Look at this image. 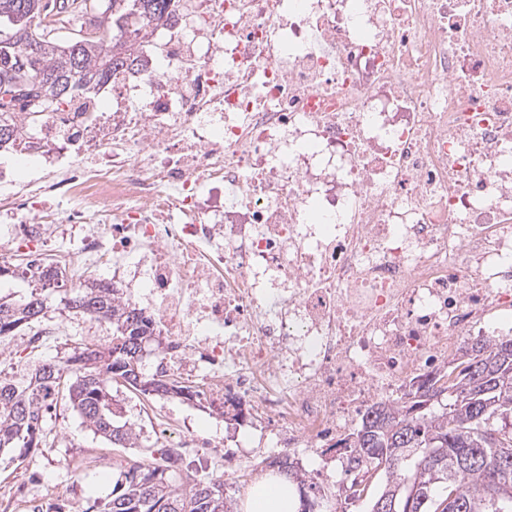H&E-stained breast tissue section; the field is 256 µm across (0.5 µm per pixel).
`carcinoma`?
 <instances>
[{
    "label": "carcinoma",
    "mask_w": 512,
    "mask_h": 512,
    "mask_svg": "<svg viewBox=\"0 0 512 512\" xmlns=\"http://www.w3.org/2000/svg\"><path fill=\"white\" fill-rule=\"evenodd\" d=\"M174 0H108L110 23L92 25L69 40L51 35L53 23L99 15V0H0V115L19 107L49 109L78 86H93L112 71L139 64L146 28L170 20ZM21 300L0 294V336L45 319L49 302L83 317L113 322L103 347L80 344L65 361L45 360L18 378L0 377V457L23 461L51 434L48 414L61 402L94 434L120 447L136 444L132 425L113 424L116 383L144 395L185 398L167 381L144 376L142 358L153 344L136 308L112 297V287L27 279ZM347 471L364 469L368 512L384 498L394 512H512V337L473 343L468 358L448 368L441 384L401 407L379 405L347 440ZM119 471L112 491L86 512H234L224 479L166 464L168 449Z\"/></svg>",
    "instance_id": "cac0c4a2"
}]
</instances>
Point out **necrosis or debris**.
I'll return each instance as SVG.
<instances>
[{
	"label": "necrosis or debris",
	"mask_w": 512,
	"mask_h": 512,
	"mask_svg": "<svg viewBox=\"0 0 512 512\" xmlns=\"http://www.w3.org/2000/svg\"><path fill=\"white\" fill-rule=\"evenodd\" d=\"M139 54L23 126L42 172L0 166V265L113 270L151 377L344 512L368 411L512 335V0H176ZM65 329L0 336V365ZM150 440L253 469L164 411ZM207 427L210 428L214 433H218L221 435H230L233 434V432L239 433V438L243 445H245L243 448H238L239 451H245L250 450L255 446V442L257 440L258 431L248 428H242L240 427L238 431V425L235 421L225 418L222 421L217 420H211L207 423Z\"/></svg>",
	"instance_id": "necrosis-or-debris-1"
}]
</instances>
